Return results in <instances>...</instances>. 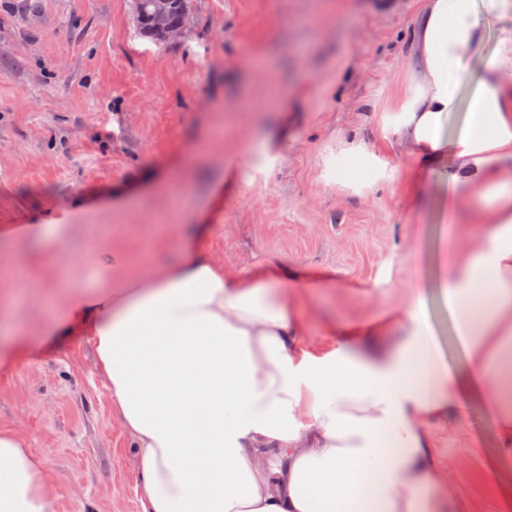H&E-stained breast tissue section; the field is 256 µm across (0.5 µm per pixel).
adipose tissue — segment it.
<instances>
[{
    "label": "adipose tissue",
    "mask_w": 512,
    "mask_h": 512,
    "mask_svg": "<svg viewBox=\"0 0 512 512\" xmlns=\"http://www.w3.org/2000/svg\"><path fill=\"white\" fill-rule=\"evenodd\" d=\"M413 56L398 143L433 176L446 223L482 227L440 282L466 380L422 297L394 312L398 339L316 350L287 275L217 263L196 227L183 260L104 265L46 329L94 349L133 440L140 512H441L450 479L430 426L469 393L512 464V0H421ZM58 498L43 458L0 426V512H55Z\"/></svg>",
    "instance_id": "obj_1"
}]
</instances>
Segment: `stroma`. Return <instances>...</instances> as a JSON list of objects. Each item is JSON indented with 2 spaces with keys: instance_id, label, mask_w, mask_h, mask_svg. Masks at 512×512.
Instances as JSON below:
<instances>
[{
  "instance_id": "obj_1",
  "label": "stroma",
  "mask_w": 512,
  "mask_h": 512,
  "mask_svg": "<svg viewBox=\"0 0 512 512\" xmlns=\"http://www.w3.org/2000/svg\"><path fill=\"white\" fill-rule=\"evenodd\" d=\"M419 0H191L180 41L139 36L133 0H0V228L67 224L39 244L0 243L55 265L100 246L132 260L169 225L205 224L218 262L287 274L310 345L382 324L423 294L448 364L465 353L437 287L447 230L426 217L430 185L393 148L416 90L408 54ZM382 165L341 186V150ZM0 424L55 475L56 512H138L130 436L112 415L95 355L47 342L0 375ZM453 475L447 512H512V466L478 397L431 426Z\"/></svg>"
}]
</instances>
